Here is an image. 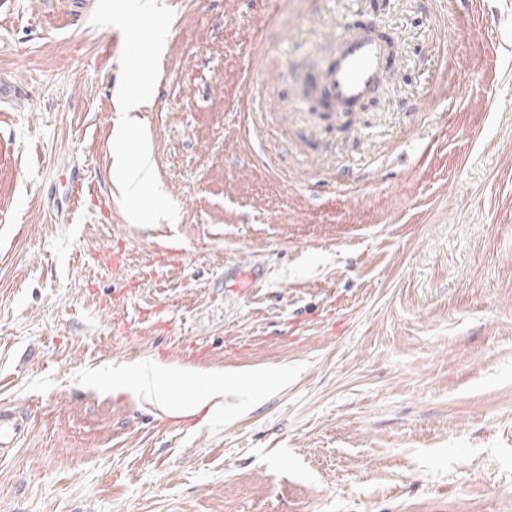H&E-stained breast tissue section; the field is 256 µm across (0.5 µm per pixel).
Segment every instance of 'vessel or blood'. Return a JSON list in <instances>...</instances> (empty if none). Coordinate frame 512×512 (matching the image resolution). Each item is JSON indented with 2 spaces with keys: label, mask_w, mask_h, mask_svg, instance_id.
Masks as SVG:
<instances>
[{
  "label": "vessel or blood",
  "mask_w": 512,
  "mask_h": 512,
  "mask_svg": "<svg viewBox=\"0 0 512 512\" xmlns=\"http://www.w3.org/2000/svg\"><path fill=\"white\" fill-rule=\"evenodd\" d=\"M391 54L374 29H350L337 40L336 52L320 71L319 89L324 100L344 112L374 96L391 68ZM25 431L18 412L0 407V454L16 447Z\"/></svg>",
  "instance_id": "1"
}]
</instances>
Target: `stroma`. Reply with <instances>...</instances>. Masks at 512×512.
I'll use <instances>...</instances> for the list:
<instances>
[{
    "label": "stroma",
    "instance_id": "1",
    "mask_svg": "<svg viewBox=\"0 0 512 512\" xmlns=\"http://www.w3.org/2000/svg\"><path fill=\"white\" fill-rule=\"evenodd\" d=\"M358 23L397 66L333 117L305 77ZM0 26V407L28 415L0 512H512V0H0ZM153 361L186 390L109 389ZM212 370L248 379L173 420ZM151 87L148 84H142L137 92H130L127 90L126 85L122 90V109L125 116L120 125L116 129V139L120 145H125L132 139L138 136L137 131V118L130 116L133 112L139 110L147 103ZM111 172L114 180L128 198L133 200L139 198L144 189L153 181L154 162L150 149L140 143L134 163L130 162L124 149L118 151L114 154Z\"/></svg>",
    "mask_w": 512,
    "mask_h": 512
}]
</instances>
